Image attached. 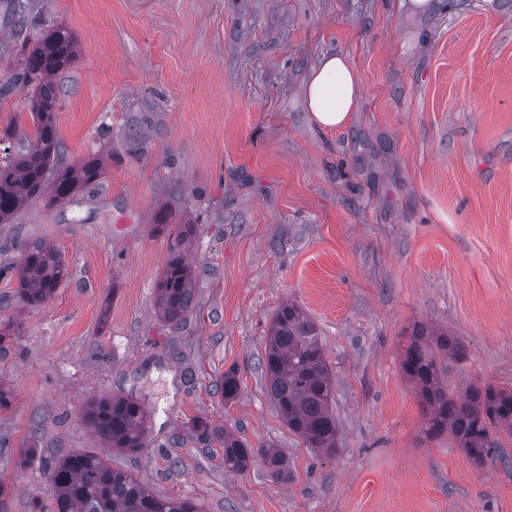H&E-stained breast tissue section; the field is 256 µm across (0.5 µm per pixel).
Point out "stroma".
<instances>
[{"mask_svg":"<svg viewBox=\"0 0 512 512\" xmlns=\"http://www.w3.org/2000/svg\"><path fill=\"white\" fill-rule=\"evenodd\" d=\"M39 24L75 35L57 124L68 161L106 163L99 186L29 202L0 224V266L23 244L57 249L67 277L25 304L0 278V512H52L43 468L103 452L86 402L130 395L146 445L114 469L202 512H512V465L469 460L424 434L400 361L414 323L448 332L449 391L512 388V0H28ZM20 40L0 0V130L32 138L26 90L11 87ZM363 89L346 125L319 128L305 85L325 54ZM200 234L187 258L194 307L172 328L155 308L170 231ZM316 323L332 373L335 456L290 432L259 362L281 303ZM236 371L240 390L215 388ZM288 475L238 472L196 419ZM41 448L23 464L19 451Z\"/></svg>","mask_w":512,"mask_h":512,"instance_id":"stroma-1","label":"stroma"}]
</instances>
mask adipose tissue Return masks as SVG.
<instances>
[{
    "mask_svg": "<svg viewBox=\"0 0 512 512\" xmlns=\"http://www.w3.org/2000/svg\"><path fill=\"white\" fill-rule=\"evenodd\" d=\"M360 90V75L345 56H323L312 69L306 87L316 123L326 129L344 126L358 105Z\"/></svg>",
    "mask_w": 512,
    "mask_h": 512,
    "instance_id": "obj_1",
    "label": "adipose tissue"
}]
</instances>
